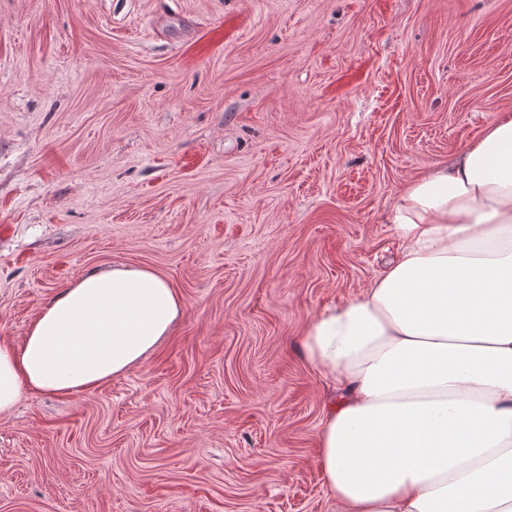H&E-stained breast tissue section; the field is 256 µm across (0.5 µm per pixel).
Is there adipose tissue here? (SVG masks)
<instances>
[{"mask_svg": "<svg viewBox=\"0 0 512 512\" xmlns=\"http://www.w3.org/2000/svg\"><path fill=\"white\" fill-rule=\"evenodd\" d=\"M385 221L395 260L302 332L333 394L327 491L339 512H512V115L406 182ZM183 312L151 269L82 275L0 344V413L126 374Z\"/></svg>", "mask_w": 512, "mask_h": 512, "instance_id": "obj_1", "label": "adipose tissue"}]
</instances>
